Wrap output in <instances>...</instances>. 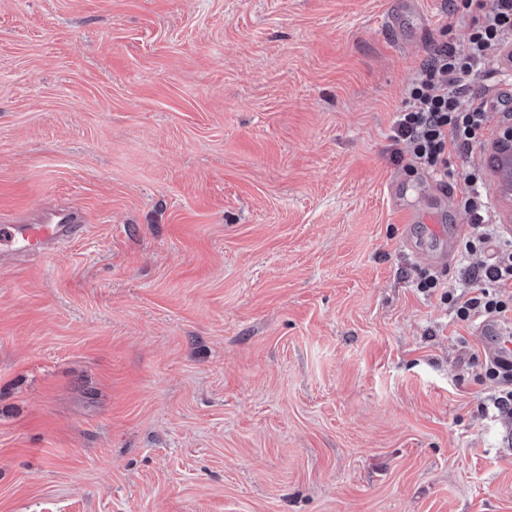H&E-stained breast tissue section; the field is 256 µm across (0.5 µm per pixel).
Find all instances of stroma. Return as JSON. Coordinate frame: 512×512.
Listing matches in <instances>:
<instances>
[{
	"label": "stroma",
	"instance_id": "35a3bbf8",
	"mask_svg": "<svg viewBox=\"0 0 512 512\" xmlns=\"http://www.w3.org/2000/svg\"><path fill=\"white\" fill-rule=\"evenodd\" d=\"M0 0V215L82 235L0 258V512H512L483 337L388 194L435 45L494 0Z\"/></svg>",
	"mask_w": 512,
	"mask_h": 512
}]
</instances>
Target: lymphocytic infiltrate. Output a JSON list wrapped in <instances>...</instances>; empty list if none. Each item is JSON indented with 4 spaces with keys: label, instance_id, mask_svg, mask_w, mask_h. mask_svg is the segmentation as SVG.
I'll list each match as a JSON object with an SVG mask.
<instances>
[{
    "label": "lymphocytic infiltrate",
    "instance_id": "lymphocytic-infiltrate-1",
    "mask_svg": "<svg viewBox=\"0 0 512 512\" xmlns=\"http://www.w3.org/2000/svg\"><path fill=\"white\" fill-rule=\"evenodd\" d=\"M504 59L512 61V0H496L494 9L471 27L466 50L445 42L422 63L411 84V105L394 117L395 143L414 162L436 172L446 164L449 147L467 149L480 142L496 102L472 93L471 82ZM459 179L464 185L460 203L479 231L477 239L466 241V250L495 240L499 253L484 271L473 274L469 295L444 287L438 276L426 272L417 287L440 291L461 321L502 317L512 312V239L490 219L481 170L466 166Z\"/></svg>",
    "mask_w": 512,
    "mask_h": 512
}]
</instances>
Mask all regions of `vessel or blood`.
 <instances>
[{
    "label": "vessel or blood",
    "instance_id": "b4317fda",
    "mask_svg": "<svg viewBox=\"0 0 512 512\" xmlns=\"http://www.w3.org/2000/svg\"><path fill=\"white\" fill-rule=\"evenodd\" d=\"M394 212L399 223L416 224L428 221L434 237L446 236L441 218H423L415 208L395 204ZM81 214L70 208L52 207L44 209L38 220L23 216L0 220V242L5 245L6 254L27 257L44 254L47 248L60 241H70L83 231ZM479 336L486 341L487 354L491 359L512 362V326L493 319H486L476 327Z\"/></svg>",
    "mask_w": 512,
    "mask_h": 512
}]
</instances>
